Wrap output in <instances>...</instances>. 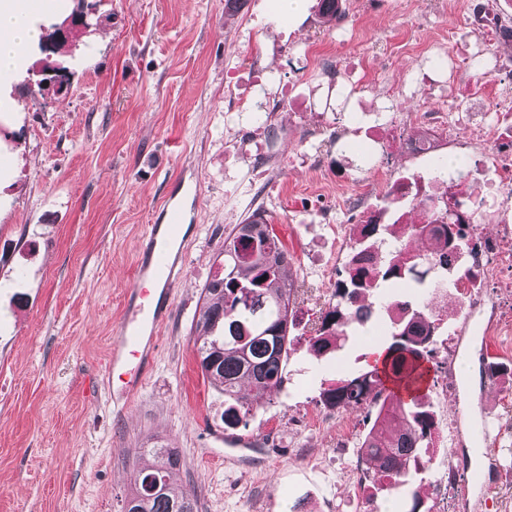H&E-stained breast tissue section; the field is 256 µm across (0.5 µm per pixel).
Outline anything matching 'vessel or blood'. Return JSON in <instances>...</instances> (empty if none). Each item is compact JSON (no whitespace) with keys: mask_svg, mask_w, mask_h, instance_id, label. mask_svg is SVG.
Here are the masks:
<instances>
[{"mask_svg":"<svg viewBox=\"0 0 512 512\" xmlns=\"http://www.w3.org/2000/svg\"><path fill=\"white\" fill-rule=\"evenodd\" d=\"M179 184L163 202L158 222L147 227L135 285L110 345L106 369L118 377L119 385L110 394L116 405L128 402L142 387L155 333L165 319L157 292L172 290L183 273V256L173 252L171 243L190 218L187 202L196 197L197 182L183 178Z\"/></svg>","mask_w":512,"mask_h":512,"instance_id":"1","label":"vessel or blood"}]
</instances>
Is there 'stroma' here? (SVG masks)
Returning <instances> with one entry per match:
<instances>
[{
  "instance_id": "1",
  "label": "stroma",
  "mask_w": 512,
  "mask_h": 512,
  "mask_svg": "<svg viewBox=\"0 0 512 512\" xmlns=\"http://www.w3.org/2000/svg\"><path fill=\"white\" fill-rule=\"evenodd\" d=\"M308 0L287 20L275 0H71L49 24L94 10L90 31L57 50L33 48L0 109V512H122L148 450L168 444L176 480L199 512H350L366 473L364 411L324 409L320 392L366 370L356 336L304 353L341 277L336 231L390 204L391 182L431 181L459 157L483 187L485 141L471 127L512 113V0H345L342 15ZM491 73L448 68L477 50ZM65 67L61 93L30 91L45 63ZM279 133L269 143L268 127ZM436 127L431 156L401 148ZM199 197L181 237L183 276L141 389L126 409L109 398L110 337L135 284L147 224L180 173ZM262 215L302 280L280 389L253 409L243 461L224 457V394L197 366L192 326L205 285L224 271L234 225ZM504 295L432 314L456 336V386L442 395L435 355L424 392L452 420L445 460L455 512H512V334L485 335ZM490 438L467 437L480 421ZM490 471L485 490L467 472Z\"/></svg>"
}]
</instances>
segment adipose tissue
Here are the masks:
<instances>
[{"label": "adipose tissue", "mask_w": 512, "mask_h": 512, "mask_svg": "<svg viewBox=\"0 0 512 512\" xmlns=\"http://www.w3.org/2000/svg\"><path fill=\"white\" fill-rule=\"evenodd\" d=\"M41 34L31 0H0V85L12 80Z\"/></svg>", "instance_id": "obj_1"}]
</instances>
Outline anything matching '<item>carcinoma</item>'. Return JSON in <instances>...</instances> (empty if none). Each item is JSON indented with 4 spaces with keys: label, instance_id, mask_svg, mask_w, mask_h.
<instances>
[{
    "label": "carcinoma",
    "instance_id": "cac0c4a2",
    "mask_svg": "<svg viewBox=\"0 0 512 512\" xmlns=\"http://www.w3.org/2000/svg\"><path fill=\"white\" fill-rule=\"evenodd\" d=\"M425 224L411 225L410 238L426 243L415 251H389L371 274L348 263L346 279L334 290L320 316L305 352L317 357L336 349L355 330L352 297L381 292L404 280L402 268L432 263L438 252L464 244L460 224L448 223V196L432 195L413 202ZM288 250L272 225L255 219L237 225L224 240V275L203 288L195 322L194 347L201 373L224 392V426L246 424L258 401L283 383L282 361L288 332L295 324L296 288L288 274ZM430 337L412 335L395 323L383 363L390 366L391 387H385L377 366L336 382L320 393L329 408H367L375 411L372 430L365 436L362 459L367 470L388 478L392 495L411 493L413 473L423 449L432 439L434 421L420 391L434 355ZM154 464L139 471L125 498L122 512H199L197 499L173 484L183 466L175 448H151Z\"/></svg>",
    "mask_w": 512,
    "mask_h": 512
}]
</instances>
